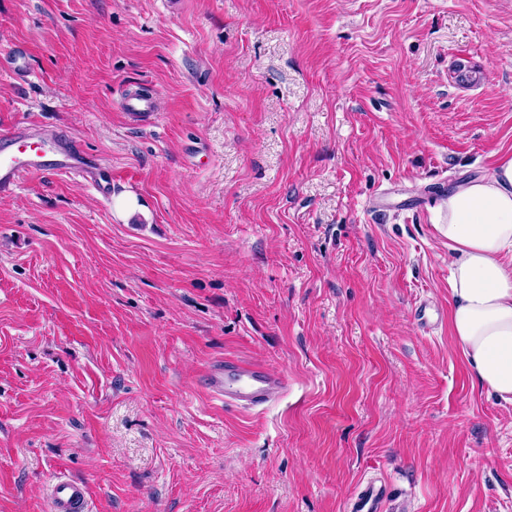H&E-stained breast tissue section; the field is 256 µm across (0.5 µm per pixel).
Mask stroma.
I'll return each instance as SVG.
<instances>
[{
	"mask_svg": "<svg viewBox=\"0 0 512 512\" xmlns=\"http://www.w3.org/2000/svg\"><path fill=\"white\" fill-rule=\"evenodd\" d=\"M0 131L99 174L0 193V512H512V404L423 204L512 152V0H0ZM156 113L124 112L127 92ZM266 366L224 406L211 362ZM0 70L9 71L15 75L26 76L29 72L26 53L17 48L0 54ZM204 381L224 405L238 408L261 406L285 387L282 376L263 366L227 359L210 365L204 372ZM50 512H90L86 486L74 479H57L50 487Z\"/></svg>",
	"mask_w": 512,
	"mask_h": 512,
	"instance_id": "stroma-1",
	"label": "stroma"
}]
</instances>
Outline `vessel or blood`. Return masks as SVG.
Here are the masks:
<instances>
[{"mask_svg": "<svg viewBox=\"0 0 512 512\" xmlns=\"http://www.w3.org/2000/svg\"><path fill=\"white\" fill-rule=\"evenodd\" d=\"M0 70L27 75L25 52L14 48L1 53ZM50 171L91 180L102 197L111 194L107 181L95 180L84 155L65 140L38 139L22 126L0 133V190L12 189L28 177ZM204 381L213 396L238 408L261 406L285 387L282 376L237 360L213 363L206 369ZM49 512H90L85 484L74 479L56 480L50 487Z\"/></svg>", "mask_w": 512, "mask_h": 512, "instance_id": "1", "label": "vessel or blood"}]
</instances>
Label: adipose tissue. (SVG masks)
Returning a JSON list of instances; mask_svg holds the SVG:
<instances>
[{
    "mask_svg": "<svg viewBox=\"0 0 512 512\" xmlns=\"http://www.w3.org/2000/svg\"><path fill=\"white\" fill-rule=\"evenodd\" d=\"M432 223L448 241L451 336L477 384L512 404V154L448 190Z\"/></svg>",
    "mask_w": 512,
    "mask_h": 512,
    "instance_id": "obj_1",
    "label": "adipose tissue"
}]
</instances>
